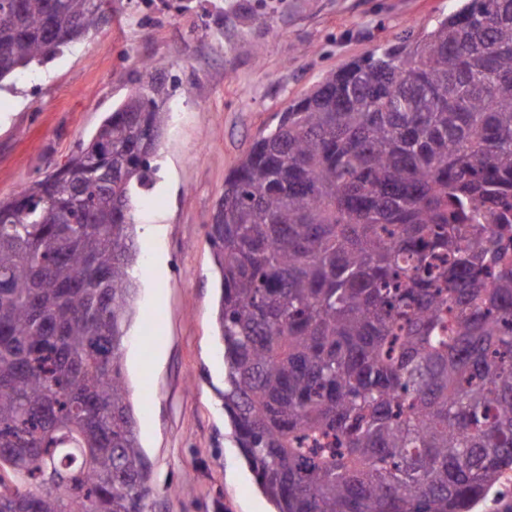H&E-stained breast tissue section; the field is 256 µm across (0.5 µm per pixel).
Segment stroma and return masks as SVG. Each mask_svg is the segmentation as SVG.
Wrapping results in <instances>:
<instances>
[{"mask_svg":"<svg viewBox=\"0 0 512 512\" xmlns=\"http://www.w3.org/2000/svg\"><path fill=\"white\" fill-rule=\"evenodd\" d=\"M455 0H107L97 31L0 82V200L53 173L143 85L168 115L135 201L139 290L123 348L148 512H273L224 415L206 237L224 177L329 71L422 34Z\"/></svg>","mask_w":512,"mask_h":512,"instance_id":"stroma-1","label":"stroma"}]
</instances>
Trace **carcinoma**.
Wrapping results in <instances>:
<instances>
[{
    "label": "carcinoma",
    "instance_id": "carcinoma-1",
    "mask_svg": "<svg viewBox=\"0 0 512 512\" xmlns=\"http://www.w3.org/2000/svg\"><path fill=\"white\" fill-rule=\"evenodd\" d=\"M104 0H0V80ZM148 81L0 201V512H146L122 366ZM224 414L276 512H471L512 470V0L327 73L224 177Z\"/></svg>",
    "mask_w": 512,
    "mask_h": 512
}]
</instances>
